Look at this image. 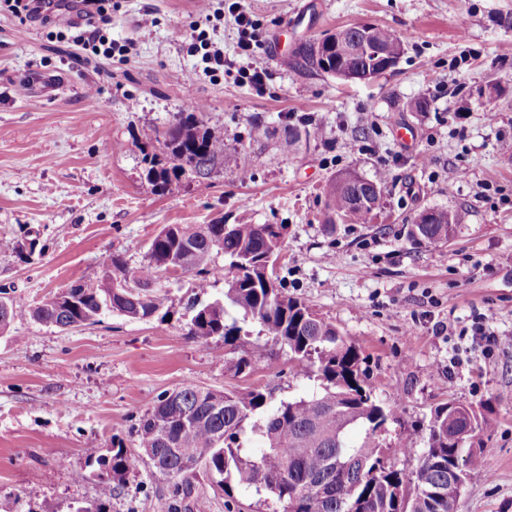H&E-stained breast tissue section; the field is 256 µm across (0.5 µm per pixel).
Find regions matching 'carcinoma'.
<instances>
[{
    "instance_id": "1",
    "label": "carcinoma",
    "mask_w": 512,
    "mask_h": 512,
    "mask_svg": "<svg viewBox=\"0 0 512 512\" xmlns=\"http://www.w3.org/2000/svg\"><path fill=\"white\" fill-rule=\"evenodd\" d=\"M352 50L349 66L373 76L381 67L378 53L400 56L404 42L393 31L374 28L363 38L356 27L338 31ZM165 149L162 160L151 157L146 179L162 190L191 169L210 175L224 156V133L179 115L158 132ZM328 223L342 218L367 224L380 208V183L336 179L329 189ZM461 216L444 210L417 215L409 236L430 246L446 243ZM281 228L275 224H170L152 240L144 263L127 267L118 255L101 262L102 277L91 287L67 288L44 300L31 317L57 328L94 324L106 312L133 320L154 316L164 306L159 280L174 265L196 276L194 287L206 293L211 280L224 279V298L196 306L187 322L188 335L202 345L220 337L234 346L251 321L258 335L288 353L321 389L278 404L260 390L217 392L185 384L159 397L140 420L136 446L95 459L99 500L140 462L173 483V496L191 494V478L199 466L210 473L234 475L238 483L263 488L284 503V512H457L456 486L478 480L482 462L481 434L488 422L471 405L448 402L436 407L425 428L426 449L412 469H395L382 457L381 432L395 408L384 406L365 371L359 346L336 326L318 317L305 303L288 296L281 282L265 285L268 258L279 255ZM225 265H212L214 253ZM241 318L232 317L228 309ZM256 413L262 421L247 428ZM257 440L260 457L246 445Z\"/></svg>"
}]
</instances>
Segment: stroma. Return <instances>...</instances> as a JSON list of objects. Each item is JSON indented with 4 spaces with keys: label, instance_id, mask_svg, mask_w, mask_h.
<instances>
[{
    "label": "stroma",
    "instance_id": "35a3bbf8",
    "mask_svg": "<svg viewBox=\"0 0 512 512\" xmlns=\"http://www.w3.org/2000/svg\"><path fill=\"white\" fill-rule=\"evenodd\" d=\"M258 23L264 84L241 78L232 14L205 19L197 0H122L109 32L132 55L93 56L37 23L0 15V289L17 306L0 335V512H284L273 494L224 487L199 474L175 504L172 484L148 464L99 500L89 449L136 452L135 429L165 392L194 383L259 389L287 401L318 386L277 346L252 356L255 324L235 347L197 343L192 302L222 297L223 281L196 295L193 275L159 282L165 311L145 320L104 314L62 330L33 320L54 293L94 282L101 260H145L168 224L281 227L276 274L356 343L377 398L398 407L385 457L412 467L432 409L455 401L482 410L487 479L468 485L458 512H512V346L493 354L439 335L484 317L512 336V0H223ZM154 26L143 28L141 14ZM361 22L398 33V64L347 82L306 66L297 50ZM207 30L234 70L207 74L185 38ZM195 112L224 134L208 178L190 174L154 190L145 159L164 158L156 132ZM271 134L254 138L255 126ZM296 131L295 148L279 142ZM455 168L459 179L448 181ZM353 173L380 182L370 223L327 227L328 188ZM428 209L463 221L439 247L412 240ZM251 355L235 372L232 363ZM413 439V454L397 453Z\"/></svg>",
    "mask_w": 512,
    "mask_h": 512
}]
</instances>
